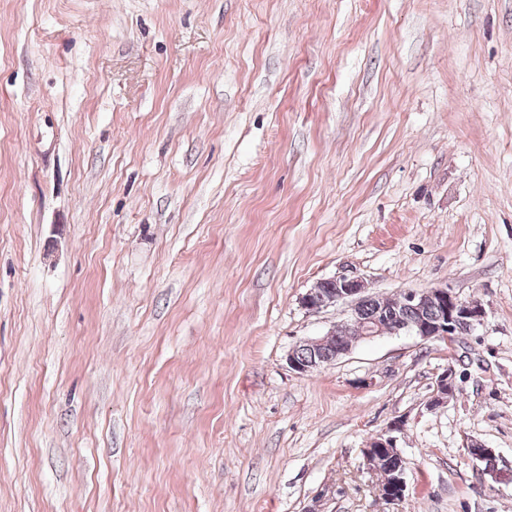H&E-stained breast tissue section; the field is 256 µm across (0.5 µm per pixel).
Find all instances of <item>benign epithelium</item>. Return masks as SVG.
<instances>
[{"mask_svg": "<svg viewBox=\"0 0 512 512\" xmlns=\"http://www.w3.org/2000/svg\"><path fill=\"white\" fill-rule=\"evenodd\" d=\"M333 283L329 293L321 300H316L315 289L308 290L300 299L302 307L307 310H320L337 305L340 302H350V313L346 319L336 323L331 331L322 337L305 338L296 342L288 351L287 362L290 368L298 374L314 373L333 364L342 356L348 354L356 339L348 337L341 340L346 329L352 325H361V338L371 339L386 333L381 320L384 312L377 310L374 315L361 318L363 302L371 300L374 295L366 293V284L358 278L347 276H334L329 278ZM406 306L421 309L430 307L438 312L435 319L421 318L402 323L397 331L418 336L424 340L442 338L452 340L456 336L471 334L478 326L484 323L486 311L478 301L463 300L448 288H431L424 291L409 290L404 293ZM331 340L338 341L334 355L327 359L305 361L298 356L300 348L316 352L320 347ZM455 368L450 365L437 377L433 396L428 408L434 409L442 406L454 395ZM373 446L363 449V458L367 469L376 476L378 496L386 501H395L404 498L407 489L405 480L406 461L394 469H383L382 462L372 452V448H394V437L382 432L371 440Z\"/></svg>", "mask_w": 512, "mask_h": 512, "instance_id": "1", "label": "benign epithelium"}]
</instances>
